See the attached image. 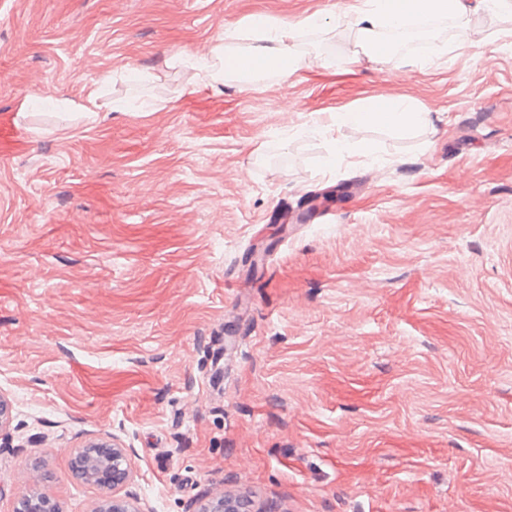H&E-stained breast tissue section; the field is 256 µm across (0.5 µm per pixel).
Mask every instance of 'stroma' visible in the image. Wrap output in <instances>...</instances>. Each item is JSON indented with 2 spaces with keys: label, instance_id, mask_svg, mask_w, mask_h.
<instances>
[{
  "label": "stroma",
  "instance_id": "stroma-1",
  "mask_svg": "<svg viewBox=\"0 0 512 512\" xmlns=\"http://www.w3.org/2000/svg\"><path fill=\"white\" fill-rule=\"evenodd\" d=\"M346 0H0V512H512V17L245 87L173 67L252 14ZM390 94L397 133L324 124ZM369 145L351 162L331 143ZM134 456V449L120 448L109 438L96 439L73 453L72 477L103 492L94 512H141L134 497L121 494L135 476ZM62 503L42 492L25 487L13 501L11 512H64Z\"/></svg>",
  "mask_w": 512,
  "mask_h": 512
}]
</instances>
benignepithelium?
I'll list each match as a JSON object with an SVG mask.
<instances>
[{"mask_svg":"<svg viewBox=\"0 0 512 512\" xmlns=\"http://www.w3.org/2000/svg\"><path fill=\"white\" fill-rule=\"evenodd\" d=\"M134 456V449L121 448L109 438L96 439L73 453L72 477L103 492L94 512H141L137 500L122 492L135 476ZM11 512H64V507L58 499L26 487L15 497ZM200 512H245V506L216 497Z\"/></svg>","mask_w":512,"mask_h":512,"instance_id":"obj_1","label":"benign epithelium"}]
</instances>
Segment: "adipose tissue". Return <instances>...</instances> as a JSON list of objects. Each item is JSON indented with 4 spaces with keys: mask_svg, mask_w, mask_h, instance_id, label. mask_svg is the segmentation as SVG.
I'll list each match as a JSON object with an SVG mask.
<instances>
[{
    "mask_svg": "<svg viewBox=\"0 0 512 512\" xmlns=\"http://www.w3.org/2000/svg\"><path fill=\"white\" fill-rule=\"evenodd\" d=\"M490 5L512 13V0H350L336 15H313L295 25L279 17L252 15L226 30L212 45L208 56L178 53L172 55L171 62L188 67L196 77L216 84L228 79L250 85L272 73L284 78L311 67L318 59L317 53L301 47L300 32L319 31L329 35L346 20L355 33L356 49L385 64L396 57L393 44L384 38L386 30L405 28L410 20L425 16L464 21ZM333 120L339 127L380 123L407 129L426 124L429 115L411 102L393 97L335 113Z\"/></svg>",
    "mask_w": 512,
    "mask_h": 512,
    "instance_id": "obj_1",
    "label": "adipose tissue"
}]
</instances>
